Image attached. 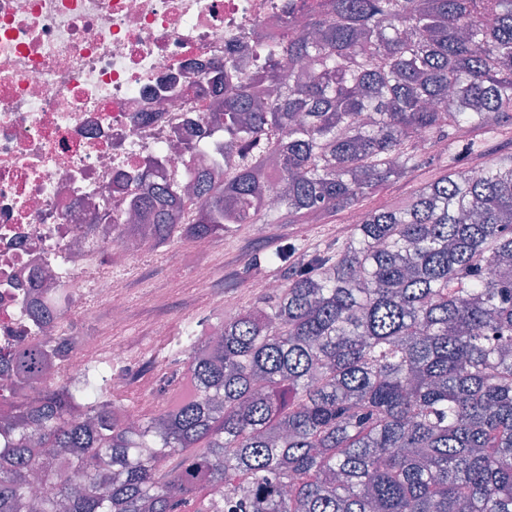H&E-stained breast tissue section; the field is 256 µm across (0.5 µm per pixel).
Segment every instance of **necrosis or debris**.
I'll return each mask as SVG.
<instances>
[{"instance_id": "obj_1", "label": "necrosis or debris", "mask_w": 512, "mask_h": 512, "mask_svg": "<svg viewBox=\"0 0 512 512\" xmlns=\"http://www.w3.org/2000/svg\"><path fill=\"white\" fill-rule=\"evenodd\" d=\"M320 0H0V349L29 334L22 292L43 270L122 322L137 243L116 244L139 177L158 160L182 175L187 121L224 151L199 89L209 65L241 53L254 70L259 27ZM111 209L113 221L97 215Z\"/></svg>"}]
</instances>
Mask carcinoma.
Segmentation results:
<instances>
[{
    "label": "carcinoma",
    "instance_id": "cac0c4a2",
    "mask_svg": "<svg viewBox=\"0 0 512 512\" xmlns=\"http://www.w3.org/2000/svg\"><path fill=\"white\" fill-rule=\"evenodd\" d=\"M256 47L264 70L203 76L224 158L147 184L116 242L363 222L334 251L271 256L287 285L219 340L187 324L185 372L135 427L93 379L46 377L75 337L20 342L0 512H187L204 489L197 512H512V154L474 175L479 143L454 139L512 126V0H324ZM69 302L37 301L36 326Z\"/></svg>",
    "mask_w": 512,
    "mask_h": 512
}]
</instances>
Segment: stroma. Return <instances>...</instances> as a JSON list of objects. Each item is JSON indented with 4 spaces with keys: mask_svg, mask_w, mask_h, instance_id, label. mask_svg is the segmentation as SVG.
<instances>
[{
    "mask_svg": "<svg viewBox=\"0 0 512 512\" xmlns=\"http://www.w3.org/2000/svg\"><path fill=\"white\" fill-rule=\"evenodd\" d=\"M351 230L349 218L343 214L316 224H241L230 234L211 238L209 249L196 255L176 288L168 285L165 265L192 250V242L178 239L159 249L142 246L131 291L124 302L126 323L110 324L108 312H84L75 305L68 312L63 329L76 336L79 343H91L103 350L129 336L143 338L131 372V387L112 393L119 408H136L142 398L157 394L156 387L149 385V378L183 369L182 363L165 361V347L149 343L156 320L166 321L176 334L184 324L197 319L220 324L230 314L224 306L225 298H235L237 306L242 307L255 299L252 281L286 280V270L270 264V256L290 244L298 245L305 253L331 247L344 242ZM205 276L212 279L213 288L203 295L197 291L196 281Z\"/></svg>",
    "mask_w": 512,
    "mask_h": 512,
    "instance_id": "stroma-1",
    "label": "stroma"
}]
</instances>
